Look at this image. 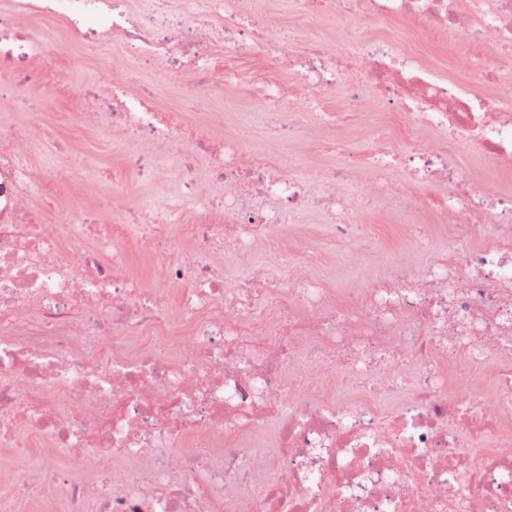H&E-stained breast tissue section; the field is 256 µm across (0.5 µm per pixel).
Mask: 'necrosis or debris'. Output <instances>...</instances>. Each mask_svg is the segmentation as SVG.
I'll list each match as a JSON object with an SVG mask.
<instances>
[{
    "instance_id": "4bbe7bcc",
    "label": "necrosis or debris",
    "mask_w": 512,
    "mask_h": 512,
    "mask_svg": "<svg viewBox=\"0 0 512 512\" xmlns=\"http://www.w3.org/2000/svg\"><path fill=\"white\" fill-rule=\"evenodd\" d=\"M240 1L179 0L202 23L147 26L127 0H0V88H26L32 112L50 86L78 100L84 121L129 146L127 168L144 182L170 176L193 215L184 225L171 209L128 207L118 179L124 223L71 209L62 221L82 231L61 234L36 200L66 155L38 165L48 141L34 124H0V446L39 449L41 478L29 482L7 457L0 477L43 512H512V192L464 179L456 161L457 149L474 147L495 175L512 176V83L495 68L483 72L482 92L463 90L484 46L512 67V0H294L295 26L314 23L322 4L343 19L300 49L267 0H244V14ZM40 16L64 17L87 47L153 54L202 83H252L269 113L298 100L275 127L285 140L302 118L343 131L365 111L368 85L385 117L370 129L369 152L337 140L338 161L320 171L316 193L286 161L262 159L248 127L213 136L223 116L157 112L151 89L120 97L57 82L48 65L28 69L42 54L28 20ZM215 18L224 22L220 55L208 50ZM369 25L384 36L359 38ZM412 41L464 45L456 76L421 74ZM253 44L287 59L289 80L242 67ZM340 85L350 107L329 109ZM422 126L449 142L419 140ZM171 153L181 158L174 171ZM200 158L223 193L194 179ZM397 169L411 184L447 185L425 220L398 230L424 250L430 225H463L451 259L415 278L391 271L363 292H334L308 274L285 284L256 264L225 278L217 257L228 248L246 257L264 242L274 260L312 262L310 248L284 240L285 224L310 209L338 238L366 246L372 226L335 187L359 170L366 195L414 206L389 182ZM176 223L188 249L168 238ZM490 224L496 241L487 245ZM137 252L161 287L132 270ZM180 334L189 351L162 353ZM57 446L94 475L74 478ZM145 455L140 475L123 469Z\"/></svg>"
}]
</instances>
